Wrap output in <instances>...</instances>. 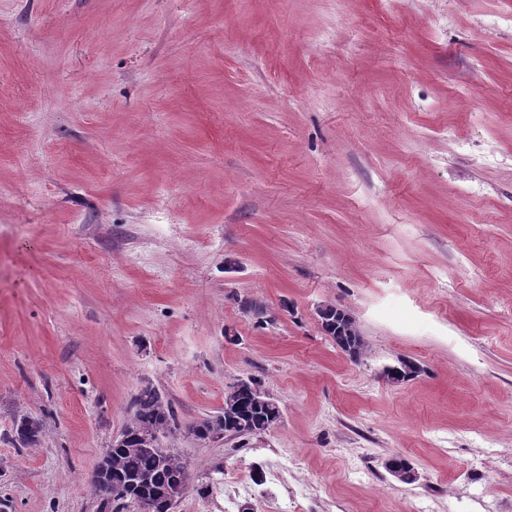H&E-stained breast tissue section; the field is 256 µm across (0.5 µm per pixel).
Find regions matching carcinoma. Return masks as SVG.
Returning a JSON list of instances; mask_svg holds the SVG:
<instances>
[{
    "instance_id": "cac0c4a2",
    "label": "carcinoma",
    "mask_w": 512,
    "mask_h": 512,
    "mask_svg": "<svg viewBox=\"0 0 512 512\" xmlns=\"http://www.w3.org/2000/svg\"><path fill=\"white\" fill-rule=\"evenodd\" d=\"M326 334L342 351L360 338L353 320L346 319L341 335L336 329L324 328ZM259 381L250 379V383L236 387L234 399L238 405L240 423L261 430L265 424L277 417V412L260 407L253 400L251 385ZM202 440L209 435L224 430V415L204 418L190 426ZM126 442L122 447L112 448L108 457L99 462L106 478L112 482L116 494L110 499L113 512H120L125 503L134 501V497H149L154 502V512H170L173 508L169 491L184 492L188 488L190 475L186 462L173 449L168 447L142 448L141 436L145 434L161 438H176L181 432L171 404L164 399L160 391L151 384L142 387L134 396L130 415L122 428ZM42 425L39 421L22 417L15 424L13 439L22 448L35 446L40 441Z\"/></svg>"
}]
</instances>
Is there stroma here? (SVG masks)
Here are the masks:
<instances>
[{
  "instance_id": "35a3bbf8",
  "label": "stroma",
  "mask_w": 512,
  "mask_h": 512,
  "mask_svg": "<svg viewBox=\"0 0 512 512\" xmlns=\"http://www.w3.org/2000/svg\"><path fill=\"white\" fill-rule=\"evenodd\" d=\"M249 377L172 512H512V0H0V512ZM322 327L326 334L336 343L342 351L349 354V347L357 341V339H361L357 327L352 319L344 320L341 329V336H336V327L333 329L327 328L325 324H322ZM252 393V388L249 384L238 385L235 390L234 399L238 405V418L240 423L247 426V428L260 431L264 428L266 423L277 417V412L266 407H260L256 405L255 402L263 406L278 408L280 416L281 411L277 401L266 390L261 387L257 389L254 398L255 402L253 400ZM231 394L232 392L229 393L227 402L224 404V413L204 418L201 421L192 424L189 429L195 431L197 436L202 440H208L210 439V434L221 431H224V433L221 432L219 440L223 439L227 435L237 434L236 426H234V420L237 419L235 413L237 406L234 403ZM224 415H226L227 424ZM274 426V423H268L264 432L272 429ZM42 425L38 420L22 417L15 424L13 441L22 448L35 446L40 441Z\"/></svg>"
}]
</instances>
